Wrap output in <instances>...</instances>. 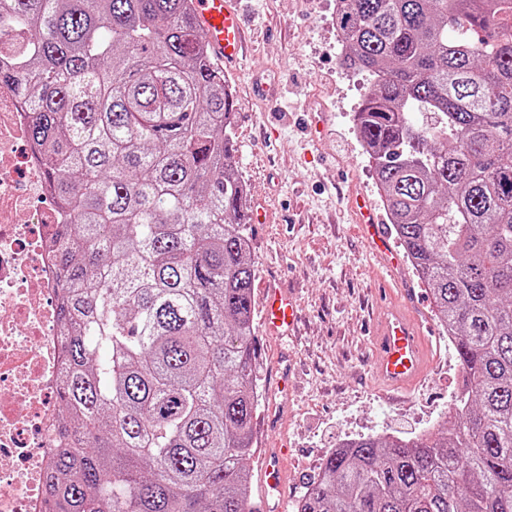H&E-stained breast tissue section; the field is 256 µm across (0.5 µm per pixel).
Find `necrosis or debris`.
Wrapping results in <instances>:
<instances>
[{"label":"necrosis or debris","mask_w":512,"mask_h":512,"mask_svg":"<svg viewBox=\"0 0 512 512\" xmlns=\"http://www.w3.org/2000/svg\"><path fill=\"white\" fill-rule=\"evenodd\" d=\"M31 115L0 87V512H45L43 477L61 423L60 324L44 166Z\"/></svg>","instance_id":"necrosis-or-debris-1"}]
</instances>
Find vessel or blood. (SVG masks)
<instances>
[{
  "label": "vessel or blood",
  "mask_w": 512,
  "mask_h": 512,
  "mask_svg": "<svg viewBox=\"0 0 512 512\" xmlns=\"http://www.w3.org/2000/svg\"><path fill=\"white\" fill-rule=\"evenodd\" d=\"M193 16L211 55L224 67L237 65L245 42L240 0H193ZM351 208L358 217L360 233L371 241L377 255L387 266L397 265L398 256L365 200L352 201ZM297 320V305L292 296L278 288L265 291L263 323L270 333L291 335ZM374 356L373 370L384 383L394 389L410 388L427 366L423 333L417 323L404 311H387L376 331ZM261 477L266 499L261 509L269 512L270 499L283 485L281 455L264 458Z\"/></svg>",
  "instance_id": "1"
}]
</instances>
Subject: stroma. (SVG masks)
<instances>
[{
    "instance_id": "stroma-1",
    "label": "stroma",
    "mask_w": 512,
    "mask_h": 512,
    "mask_svg": "<svg viewBox=\"0 0 512 512\" xmlns=\"http://www.w3.org/2000/svg\"><path fill=\"white\" fill-rule=\"evenodd\" d=\"M249 52L237 73L225 74L235 101L234 160L249 206L266 221L248 228L257 267L254 295L273 286L296 295L295 338L256 330L262 397L253 423L251 473L262 455L288 445L286 512L341 441L363 435L410 438L430 430L462 384L453 344L430 343L431 368L397 399L379 387L370 356L375 299L389 284L391 301L414 290L434 317L429 287L403 262L388 272L359 234L349 201L367 195L386 206L354 114L373 78L342 67L336 0H243ZM272 98H254V79ZM326 113L328 130L312 139L309 115Z\"/></svg>"
}]
</instances>
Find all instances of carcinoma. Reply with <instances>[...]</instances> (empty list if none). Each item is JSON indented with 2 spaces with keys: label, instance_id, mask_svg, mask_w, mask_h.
<instances>
[{
  "label": "carcinoma",
  "instance_id": "1",
  "mask_svg": "<svg viewBox=\"0 0 512 512\" xmlns=\"http://www.w3.org/2000/svg\"><path fill=\"white\" fill-rule=\"evenodd\" d=\"M336 27L464 384L433 433L330 450L297 512H512V0H337ZM1 57L62 218L47 512H251L247 198L189 0H0Z\"/></svg>",
  "mask_w": 512,
  "mask_h": 512
}]
</instances>
